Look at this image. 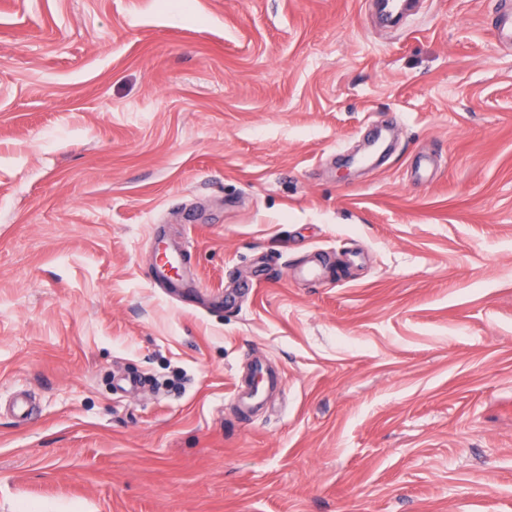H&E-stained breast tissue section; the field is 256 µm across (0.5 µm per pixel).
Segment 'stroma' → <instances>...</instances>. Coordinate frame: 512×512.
<instances>
[{"mask_svg": "<svg viewBox=\"0 0 512 512\" xmlns=\"http://www.w3.org/2000/svg\"><path fill=\"white\" fill-rule=\"evenodd\" d=\"M498 3L0 0V512H512Z\"/></svg>", "mask_w": 512, "mask_h": 512, "instance_id": "stroma-1", "label": "stroma"}]
</instances>
